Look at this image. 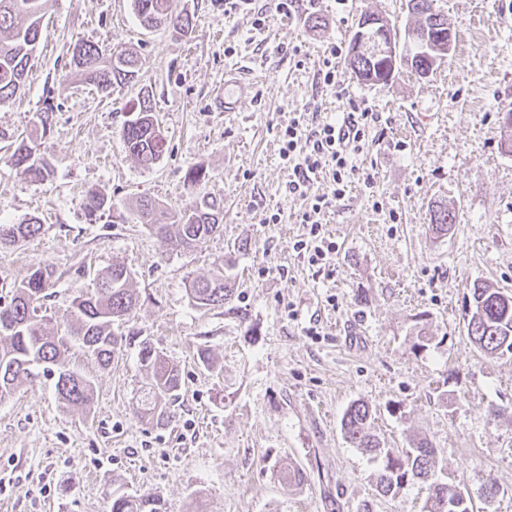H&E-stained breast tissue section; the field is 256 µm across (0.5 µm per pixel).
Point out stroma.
I'll return each instance as SVG.
<instances>
[{
  "instance_id": "obj_1",
  "label": "stroma",
  "mask_w": 512,
  "mask_h": 512,
  "mask_svg": "<svg viewBox=\"0 0 512 512\" xmlns=\"http://www.w3.org/2000/svg\"><path fill=\"white\" fill-rule=\"evenodd\" d=\"M277 3L170 0L192 19L184 37L141 26L132 0H50L26 91L0 105V224H42L0 248V295L49 267L46 313L63 326L75 290L121 263L139 301L119 327L118 362L71 357L94 380L89 410L60 406L40 374L0 402V512H109L115 490L158 493L165 512H423L419 485L381 497L376 463L345 441L341 419L358 400L389 446L428 438L448 482L476 498L495 481L496 512H512V354H480L464 322L473 282L512 293V153L499 120L512 109V0H435L455 35L447 59L385 84L357 80L345 52L366 11L404 35L405 0H296L288 15ZM80 40L136 52L137 83L107 94L75 77ZM329 56L336 86L319 79ZM230 71L251 84L235 112L224 109ZM142 90L168 144L149 168L122 138ZM47 99L40 151L54 173L35 183L8 163V138ZM304 112L379 117L358 175L322 217L335 244L325 267L294 248L309 233L306 203L288 193L279 156L281 127ZM193 166L205 174L196 185L184 180ZM90 190L112 202L93 221ZM143 198L177 212L215 202L223 230L172 249L136 223ZM436 204L457 215L444 236L429 228ZM268 210L281 223H264ZM217 271L235 288L231 306L197 308L188 284ZM145 339L182 373L167 425L137 416ZM290 468L302 480H285Z\"/></svg>"
}]
</instances>
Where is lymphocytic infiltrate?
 <instances>
[{"label": "lymphocytic infiltrate", "mask_w": 512, "mask_h": 512, "mask_svg": "<svg viewBox=\"0 0 512 512\" xmlns=\"http://www.w3.org/2000/svg\"><path fill=\"white\" fill-rule=\"evenodd\" d=\"M368 118V113L351 112L343 120H326L311 129L294 120L280 134L279 155L294 173L288 189L306 200L302 221L310 226L308 238L295 242L294 248L307 255L310 264L326 263L334 252L318 216L345 196L356 173L353 158L366 143ZM323 170L331 176V187L320 194L313 190V176Z\"/></svg>", "instance_id": "lymphocytic-infiltrate-1"}]
</instances>
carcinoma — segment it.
Listing matches in <instances>:
<instances>
[{"label":"carcinoma","mask_w":512,"mask_h":512,"mask_svg":"<svg viewBox=\"0 0 512 512\" xmlns=\"http://www.w3.org/2000/svg\"><path fill=\"white\" fill-rule=\"evenodd\" d=\"M49 0H0V104L20 93L26 83L28 65L41 33ZM433 0H406V7L415 23L432 19ZM134 11L148 28L168 25L183 36L192 32L189 15H173L169 0H133ZM73 54L77 74L84 80L106 90L113 85L134 82L139 60L134 53L107 51L99 45L76 43ZM53 108L46 105L39 114V123L27 135L18 136L10 162L34 182H42L51 166L38 152V137L50 131ZM122 137L130 156L143 165L155 163L164 153V138L150 95L139 98L133 117L122 129ZM85 211L93 218L112 208L95 193L85 198ZM135 215L138 223L168 241L175 249H187L220 231L223 210L214 202H205L196 210L172 212L160 204L142 199ZM456 212L438 206L430 213L432 229L448 233L456 223ZM41 224L31 220L24 224H0V246H10L39 233ZM53 272L37 267L14 286L9 301L0 302V402L15 394L21 383L31 376V368L44 366L54 376L55 394L69 410L79 411L91 406L94 381L70 367L75 349L92 357L106 369L121 354L123 337L115 334L113 325L125 319L135 308L137 297L131 288V276L121 264H114L93 279V287L79 289L72 300V319L64 333L47 328L41 314V300L47 297ZM193 303L200 309L221 307L234 299L224 274L193 279L187 288ZM472 312L467 314L466 330L475 348L485 355L512 352V306L507 308L502 291L483 282L470 287ZM139 362L151 372L149 386L141 397L139 416L164 424L170 420L163 401L175 397L181 389L177 365L147 341L140 345ZM373 411L363 401L352 403L344 413L341 427L344 437L380 461L377 490L383 497L395 496L409 483H418L425 493L424 512H474L469 495L457 486L439 480L435 473L438 449L425 438L409 441L407 448H391L371 433ZM161 497L152 492L129 494L114 492L110 512H164Z\"/></svg>","instance_id":"cac0c4a2"}]
</instances>
